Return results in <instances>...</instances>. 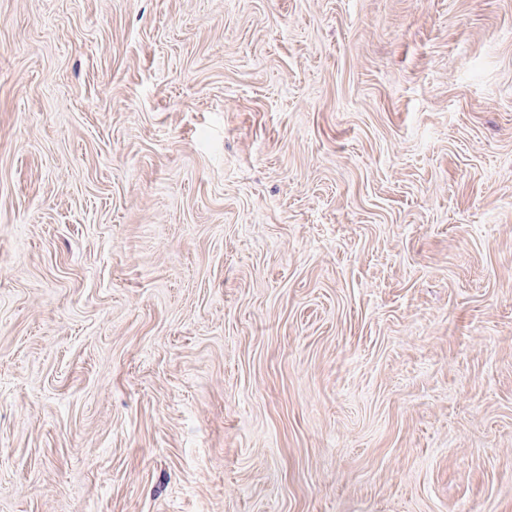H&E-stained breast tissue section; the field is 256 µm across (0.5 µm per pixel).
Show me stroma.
<instances>
[{
	"label": "stroma",
	"instance_id": "obj_1",
	"mask_svg": "<svg viewBox=\"0 0 512 512\" xmlns=\"http://www.w3.org/2000/svg\"><path fill=\"white\" fill-rule=\"evenodd\" d=\"M0 512H512V0H0Z\"/></svg>",
	"mask_w": 512,
	"mask_h": 512
}]
</instances>
